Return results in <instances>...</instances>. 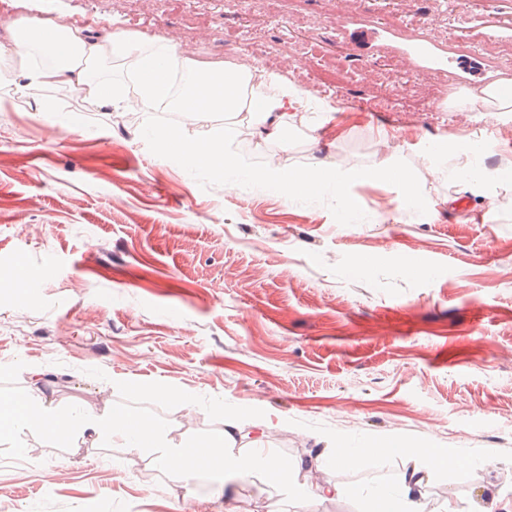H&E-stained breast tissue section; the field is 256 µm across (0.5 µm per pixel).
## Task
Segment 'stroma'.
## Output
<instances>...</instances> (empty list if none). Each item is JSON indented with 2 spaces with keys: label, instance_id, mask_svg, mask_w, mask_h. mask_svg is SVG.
<instances>
[{
  "label": "stroma",
  "instance_id": "1",
  "mask_svg": "<svg viewBox=\"0 0 512 512\" xmlns=\"http://www.w3.org/2000/svg\"><path fill=\"white\" fill-rule=\"evenodd\" d=\"M92 15L196 58L258 64L341 100L298 113L245 154L275 170L407 161L428 204L361 179L367 214L342 225L321 204L234 184L201 188L141 136L151 109H120L67 85L32 90L42 115L0 89V397L44 390L61 412L125 408L166 420L174 441L268 423L267 446L307 463L297 478L189 480L147 455L25 431L0 442V512H364L360 490L395 484L418 455L312 470L335 443L383 438L450 448L424 512H512V121L446 112L452 66L417 73L404 48L474 55L512 79V0H0V53L18 19ZM354 20L358 34L340 32ZM475 180L445 178L474 142ZM465 198L467 212L454 202ZM343 495L316 498V482Z\"/></svg>",
  "mask_w": 512,
  "mask_h": 512
}]
</instances>
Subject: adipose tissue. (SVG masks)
I'll return each instance as SVG.
<instances>
[{"mask_svg":"<svg viewBox=\"0 0 512 512\" xmlns=\"http://www.w3.org/2000/svg\"><path fill=\"white\" fill-rule=\"evenodd\" d=\"M10 37L12 51L0 62V86L10 87L20 98L35 88L67 83L116 109L134 95L154 110L189 113L205 122L244 112L263 141L275 136L296 113L333 109L332 104L302 91L276 71L204 62L171 42L135 38L120 29L94 38L63 21L33 23L21 19L15 22ZM443 109L496 112L512 119V99L501 96L491 84L476 93L459 90ZM62 428L150 452L163 469L189 477L208 468L243 476L259 472L276 482L301 468L297 462L288 465L259 455L258 449L264 444L260 436L252 440L251 451L236 452L243 438L241 422L236 418L225 420L218 434L198 440V447L210 451L208 464L202 466L187 456L185 443L169 440V429L160 419H138L117 407L99 414L84 410L71 416L54 411L41 398L26 392L0 400V441L25 430L53 435ZM423 480V469L406 470L398 490L382 487L370 494L368 512H423Z\"/></svg>","mask_w":512,"mask_h":512,"instance_id":"obj_1","label":"adipose tissue"}]
</instances>
